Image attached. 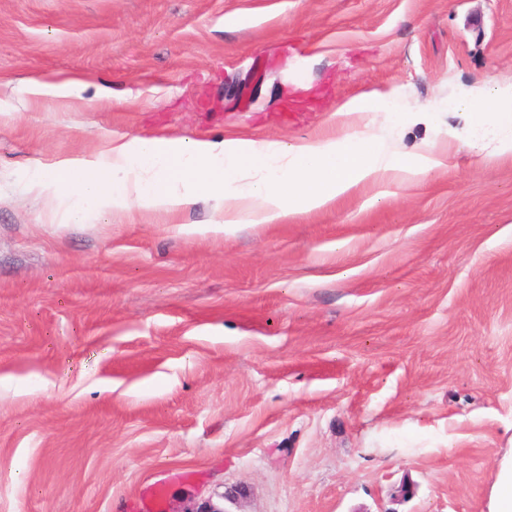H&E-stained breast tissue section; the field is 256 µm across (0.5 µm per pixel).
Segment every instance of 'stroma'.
<instances>
[{
    "mask_svg": "<svg viewBox=\"0 0 512 512\" xmlns=\"http://www.w3.org/2000/svg\"><path fill=\"white\" fill-rule=\"evenodd\" d=\"M54 73L84 99L17 90ZM490 78L512 0H0V512H137L158 484L170 512H488L512 154L446 103ZM372 90L431 112L388 134L444 167L279 224L209 231L206 196L74 224L25 179L108 139L340 138Z\"/></svg>",
    "mask_w": 512,
    "mask_h": 512,
    "instance_id": "1",
    "label": "stroma"
}]
</instances>
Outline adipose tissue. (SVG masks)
<instances>
[{"label":"adipose tissue","instance_id":"adipose-tissue-1","mask_svg":"<svg viewBox=\"0 0 512 512\" xmlns=\"http://www.w3.org/2000/svg\"><path fill=\"white\" fill-rule=\"evenodd\" d=\"M448 109L465 115L468 135L496 153L512 152V132L502 129L512 112V82L462 88ZM441 164L428 149L405 155L380 128L293 144L137 137L37 165L30 184L38 194L69 199L76 224L115 211L173 212L207 194L222 203L214 225L226 231L245 220L278 224L324 208L373 178L418 182Z\"/></svg>","mask_w":512,"mask_h":512}]
</instances>
